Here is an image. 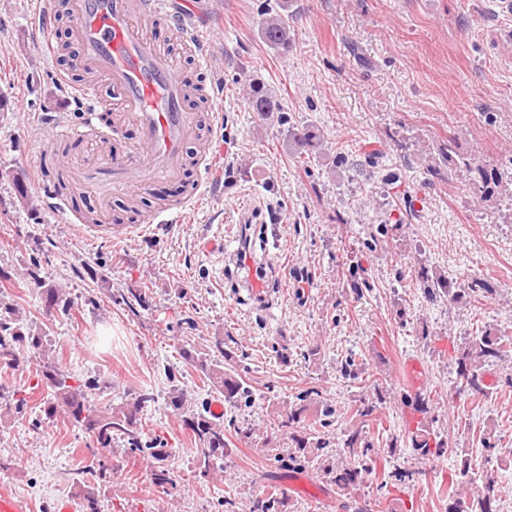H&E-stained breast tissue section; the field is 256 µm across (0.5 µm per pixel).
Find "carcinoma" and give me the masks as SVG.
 Segmentation results:
<instances>
[{
  "mask_svg": "<svg viewBox=\"0 0 512 512\" xmlns=\"http://www.w3.org/2000/svg\"><path fill=\"white\" fill-rule=\"evenodd\" d=\"M264 39L272 46L283 52L288 51L289 30L288 15L276 12L267 13L261 23ZM248 104L255 112L265 115L283 111V105L277 96L268 93L258 85L250 87ZM440 151L447 155L448 160L462 172L478 175V191L480 198L490 200L499 195L508 199V210H512V174L502 168H486L476 157L460 156L455 150V140L448 138L440 145ZM418 277L431 301H448L457 303L469 296L476 302L488 298L493 294L491 283L479 277H473L461 286L441 276H434L426 269L418 270ZM28 345L42 358L48 357V339L41 332H31L24 328L20 319L8 305L0 303V363L8 366H17L20 363V346ZM512 354V336L497 334L484 330L470 337L464 347L458 350L455 358L456 380L455 390L458 393H481L485 391L483 368ZM188 360L199 365L203 375L209 379L212 386L224 392V398L249 404L255 395L252 380L236 369L224 366V360L229 353L222 345H217V355L208 353L193 355L186 351ZM46 386L51 389V397L45 415L52 417L59 412L64 413L70 422L82 428L96 443L93 451L92 466L89 471L103 472L105 459L114 454L113 444L118 438L123 439L128 449L144 459H153L159 463L154 473L157 484L164 486L176 485V479L168 468L160 465L163 461V449L159 448L161 440L152 437L149 444L142 445V415L148 403L155 401L154 395L148 391L136 393L134 402L119 407H109L98 414H91L87 406V390L96 387L95 383L87 385V389L74 387L68 384V375L56 363L47 364V371L43 372ZM311 393L297 396V402L289 403L274 409L273 421L277 428L288 439V454L281 462L288 466L314 468L322 472L336 491L345 493L356 485L363 476L377 469V460L370 442L368 431L371 426L379 422L376 415L378 405L384 399L383 391L376 390L373 397L363 398L353 409L356 425L351 427L340 440L343 452L348 457L346 464H331L324 458V449L330 446L325 428L332 425V418L337 409L330 405L322 406L315 428L311 429L301 424V419L308 409L305 404ZM28 399L22 390L13 393L12 401L0 407L10 413L21 414L27 410ZM189 430L190 439L197 449L198 467L209 472L218 465L224 457V450L230 448L231 441L225 433L224 423L216 421L199 412L184 420ZM236 439L264 448L270 447L272 439L264 437L249 426L234 428ZM415 448L423 456L447 447L446 441L437 432L418 429L414 437ZM497 481L490 476L482 479L481 485L476 487L474 497L467 500L461 497L460 491L454 485L442 494L445 512H494L493 503L498 496ZM285 499L279 493L260 494L249 503V512H285Z\"/></svg>",
  "mask_w": 512,
  "mask_h": 512,
  "instance_id": "1",
  "label": "carcinoma"
}]
</instances>
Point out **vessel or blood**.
Masks as SVG:
<instances>
[{
	"label": "vessel or blood",
	"instance_id": "1",
	"mask_svg": "<svg viewBox=\"0 0 512 512\" xmlns=\"http://www.w3.org/2000/svg\"><path fill=\"white\" fill-rule=\"evenodd\" d=\"M172 0H69L71 39L78 45L72 66L90 70L109 89L81 88L88 120L111 110L112 134L135 130L137 143L125 153L92 160L79 172L84 188L107 196L143 193L179 180L187 145L201 123L186 99V76L179 61L151 34L148 23L169 18L176 33L192 44L200 66L211 52L206 31L192 10L174 11Z\"/></svg>",
	"mask_w": 512,
	"mask_h": 512
}]
</instances>
